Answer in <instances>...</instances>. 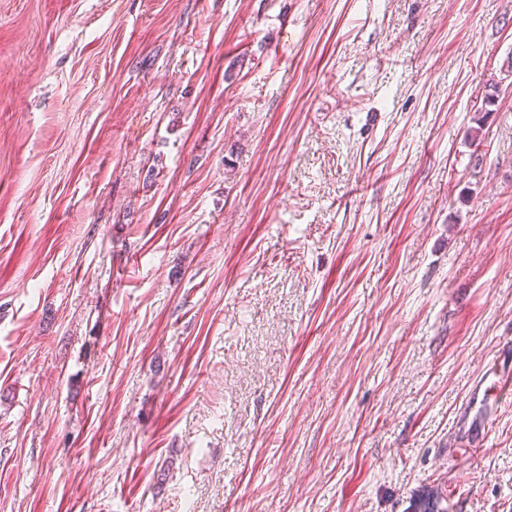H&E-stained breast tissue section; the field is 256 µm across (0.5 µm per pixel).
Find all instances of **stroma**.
<instances>
[{
    "mask_svg": "<svg viewBox=\"0 0 512 512\" xmlns=\"http://www.w3.org/2000/svg\"><path fill=\"white\" fill-rule=\"evenodd\" d=\"M511 366L512 0H0V512H512Z\"/></svg>",
    "mask_w": 512,
    "mask_h": 512,
    "instance_id": "stroma-1",
    "label": "stroma"
}]
</instances>
